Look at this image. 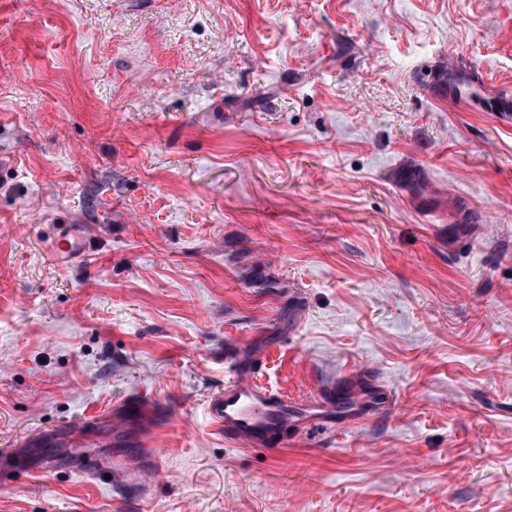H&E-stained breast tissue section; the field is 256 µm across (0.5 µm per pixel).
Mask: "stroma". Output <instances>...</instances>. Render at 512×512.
Masks as SVG:
<instances>
[{
	"label": "stroma",
	"mask_w": 512,
	"mask_h": 512,
	"mask_svg": "<svg viewBox=\"0 0 512 512\" xmlns=\"http://www.w3.org/2000/svg\"><path fill=\"white\" fill-rule=\"evenodd\" d=\"M502 95L512 0H0V512H512ZM84 240L67 230L65 226L59 227L54 238V252L60 257H80L84 254ZM209 413L226 439L264 443L275 428L288 422V401L246 379L235 378L211 401Z\"/></svg>",
	"instance_id": "1"
}]
</instances>
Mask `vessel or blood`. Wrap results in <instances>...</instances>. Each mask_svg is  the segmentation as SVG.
<instances>
[{"label":"vessel or blood","instance_id":"b4317fda","mask_svg":"<svg viewBox=\"0 0 512 512\" xmlns=\"http://www.w3.org/2000/svg\"><path fill=\"white\" fill-rule=\"evenodd\" d=\"M53 248L60 257L76 258L85 252L82 238L63 226L56 232ZM209 413L225 438L262 443L275 428L287 423L288 402L264 387L238 378L211 401Z\"/></svg>","mask_w":512,"mask_h":512}]
</instances>
